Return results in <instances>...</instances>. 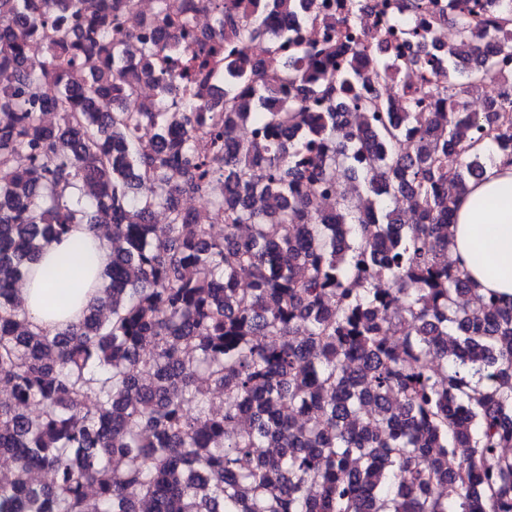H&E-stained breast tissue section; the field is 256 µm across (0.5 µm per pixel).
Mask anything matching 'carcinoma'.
<instances>
[{
	"label": "carcinoma",
	"mask_w": 512,
	"mask_h": 512,
	"mask_svg": "<svg viewBox=\"0 0 512 512\" xmlns=\"http://www.w3.org/2000/svg\"><path fill=\"white\" fill-rule=\"evenodd\" d=\"M250 2L156 0L177 51L125 27L134 0H0V512H512V297L448 261L482 145L512 156V111L468 100L499 82L486 53L512 51V0L491 29L456 0L448 85L404 101L403 126L356 92L342 39L309 50L276 24L313 0ZM242 46L290 55L265 75ZM368 65L408 80L431 56ZM202 74L215 112L180 86ZM144 77L158 97L138 106ZM342 168L365 204L339 188L326 214ZM76 224L111 226L112 262L83 320L49 336L13 285Z\"/></svg>",
	"instance_id": "1"
}]
</instances>
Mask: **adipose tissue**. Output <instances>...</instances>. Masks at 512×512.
<instances>
[{
  "label": "adipose tissue",
  "instance_id": "obj_1",
  "mask_svg": "<svg viewBox=\"0 0 512 512\" xmlns=\"http://www.w3.org/2000/svg\"><path fill=\"white\" fill-rule=\"evenodd\" d=\"M486 172L469 183L454 209L453 258L482 291L512 295V160L488 145ZM108 242L80 224L39 255L20 294L32 323L48 334L78 324L99 295Z\"/></svg>",
  "mask_w": 512,
  "mask_h": 512
}]
</instances>
